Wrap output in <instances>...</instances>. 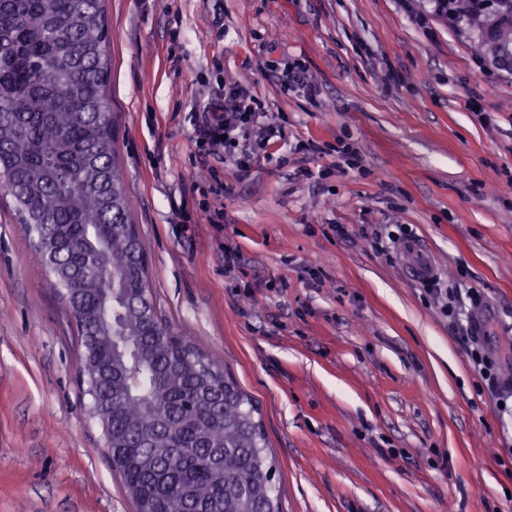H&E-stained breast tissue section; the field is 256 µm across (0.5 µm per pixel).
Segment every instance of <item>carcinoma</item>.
I'll return each mask as SVG.
<instances>
[{
	"label": "carcinoma",
	"mask_w": 512,
	"mask_h": 512,
	"mask_svg": "<svg viewBox=\"0 0 512 512\" xmlns=\"http://www.w3.org/2000/svg\"><path fill=\"white\" fill-rule=\"evenodd\" d=\"M512 56V0H450ZM102 0H0V189L57 278L137 512H279L255 406L159 314L117 165Z\"/></svg>",
	"instance_id": "obj_1"
}]
</instances>
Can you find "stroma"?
Masks as SVG:
<instances>
[{"mask_svg":"<svg viewBox=\"0 0 512 512\" xmlns=\"http://www.w3.org/2000/svg\"><path fill=\"white\" fill-rule=\"evenodd\" d=\"M103 8L118 163L157 309L253 399L280 512H512V72L426 0ZM296 59L316 99L278 81ZM234 84L257 120L203 171L189 118ZM341 142L355 169L337 167ZM205 205L223 223L201 221ZM402 225L454 316L390 242ZM477 312L494 386L466 339ZM82 352L0 192V512H135Z\"/></svg>","mask_w":512,"mask_h":512,"instance_id":"35a3bbf8","label":"stroma"}]
</instances>
